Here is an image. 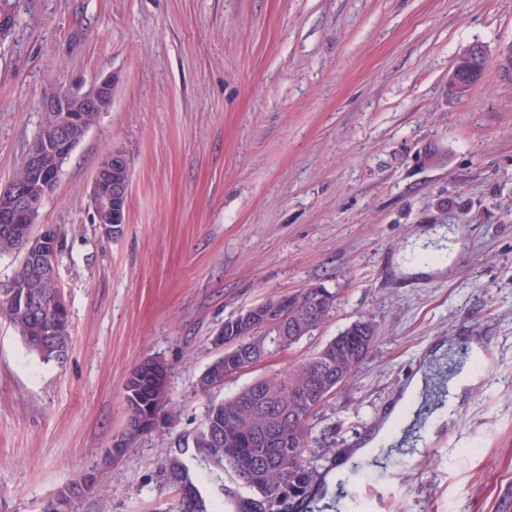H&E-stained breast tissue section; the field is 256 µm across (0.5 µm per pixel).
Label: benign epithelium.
<instances>
[{
    "mask_svg": "<svg viewBox=\"0 0 512 512\" xmlns=\"http://www.w3.org/2000/svg\"><path fill=\"white\" fill-rule=\"evenodd\" d=\"M466 54L470 59L469 65L464 68L455 66L450 74L460 90L476 79L487 59L486 50L481 45L470 46ZM496 68L504 79H512V43L498 50ZM112 93V79L105 77L88 90L72 88L67 93L43 99L40 107L47 118L44 127L48 129L45 150L26 155L23 166L28 178L24 184H11L0 190V224L35 225L32 233L20 239L28 260V271L33 275L52 273L57 268L60 248L58 225L37 224L35 214L43 200L55 189L62 163L90 130L85 122V113L105 111L112 101ZM48 155L55 156L56 170L53 172L48 170L45 163ZM130 177V160L120 149L109 152L96 170L89 208L94 215L100 211L108 214L109 222L98 225L100 236L105 240H113L123 234ZM244 325L253 327L261 336L272 341L288 329V319L281 314L280 300L275 297L241 312L236 316L232 329ZM160 421L161 414L156 409L140 417L135 428L126 429L122 438L112 443V458L123 456L124 450L137 439V434L158 427Z\"/></svg>",
    "mask_w": 512,
    "mask_h": 512,
    "instance_id": "1",
    "label": "benign epithelium"
}]
</instances>
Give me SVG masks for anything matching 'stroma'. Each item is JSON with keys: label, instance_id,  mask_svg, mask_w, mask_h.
<instances>
[{"label": "stroma", "instance_id": "1", "mask_svg": "<svg viewBox=\"0 0 512 512\" xmlns=\"http://www.w3.org/2000/svg\"><path fill=\"white\" fill-rule=\"evenodd\" d=\"M0 35V188L16 176L57 87L112 77L110 107L63 166L40 220L62 225L58 265L72 344L44 363L0 318V512H41L84 475L71 512H177L169 471L212 403L317 352L359 319L375 342L311 420L307 464L329 472L361 447L438 347L488 341V380L468 390L431 449L362 460L390 512H512V83L488 66L448 90L458 51L512 43V0H9ZM126 151L122 236L87 203L96 168ZM455 230L445 269L403 274L409 241ZM319 284L338 295L294 349L197 392L224 322ZM169 367L164 424L117 461L124 383ZM213 512L239 494L193 465Z\"/></svg>", "mask_w": 512, "mask_h": 512}]
</instances>
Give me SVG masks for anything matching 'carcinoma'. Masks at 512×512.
Here are the masks:
<instances>
[{
  "label": "carcinoma",
  "instance_id": "1",
  "mask_svg": "<svg viewBox=\"0 0 512 512\" xmlns=\"http://www.w3.org/2000/svg\"><path fill=\"white\" fill-rule=\"evenodd\" d=\"M22 254L17 236L0 229V257ZM10 297L0 292V315L8 319L24 343L45 362L62 364L71 345V331L58 326L66 316L60 307V289L55 279L32 278L24 261H19ZM337 296L324 287L313 286L287 296L288 333L268 345L260 336L245 330L224 337V368H233L243 357L254 364L292 350L303 338L313 335L330 315ZM375 340L371 321L359 319L340 331L314 355L294 362L283 371L265 374L240 388L231 397L212 404L205 427L186 441L172 460V472L189 482L182 456H198L231 469L234 480L249 473L255 484L251 494L262 499L263 512H282L291 500L308 497L314 474L304 455L310 446V420L322 405L321 381L329 374L350 381ZM141 396L124 391L126 422L153 407L152 378L140 382Z\"/></svg>",
  "mask_w": 512,
  "mask_h": 512
}]
</instances>
